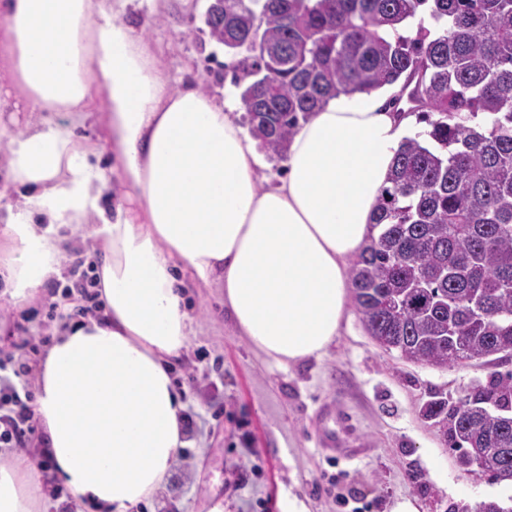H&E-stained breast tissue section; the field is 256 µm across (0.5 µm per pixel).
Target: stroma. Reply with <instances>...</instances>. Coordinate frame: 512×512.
<instances>
[{
    "mask_svg": "<svg viewBox=\"0 0 512 512\" xmlns=\"http://www.w3.org/2000/svg\"><path fill=\"white\" fill-rule=\"evenodd\" d=\"M209 0H125L132 25L155 66L175 89L194 84L216 102H237L234 58L205 24ZM99 242L75 237L60 260V276L21 309L0 307V356L38 366L64 327L49 318L52 303L71 285L70 263L98 264ZM182 289L191 333L173 366L187 413L198 425L177 456L166 485L131 512H392L401 498L419 512H474L483 501L512 506V482L461 468L442 428L424 418L434 396L463 401L491 373L512 374V356L493 362L435 367L386 352L349 309L326 354L280 365L257 352L224 316L219 289ZM32 348H21L23 338ZM203 362L195 379L183 367ZM332 430L359 455L344 460L323 451L319 434Z\"/></svg>",
    "mask_w": 512,
    "mask_h": 512,
    "instance_id": "stroma-1",
    "label": "stroma"
}]
</instances>
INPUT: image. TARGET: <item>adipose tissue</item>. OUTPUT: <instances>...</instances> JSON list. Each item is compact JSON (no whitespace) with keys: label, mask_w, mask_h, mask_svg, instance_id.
Returning <instances> with one entry per match:
<instances>
[{"label":"adipose tissue","mask_w":512,"mask_h":512,"mask_svg":"<svg viewBox=\"0 0 512 512\" xmlns=\"http://www.w3.org/2000/svg\"><path fill=\"white\" fill-rule=\"evenodd\" d=\"M399 90L341 94L313 113L285 176L263 189L232 104L171 90L112 0H0V138L19 195L0 219V302L24 307L58 276L73 236L103 248V315L54 338L35 399L55 477L95 512H130L157 493L185 445L168 369L189 336L182 277L221 288L226 315L267 357L326 353L349 307L347 262L414 123L387 105ZM99 96L123 188L112 207L75 133ZM21 112L36 120L20 132ZM40 479L28 456L0 462V512H38Z\"/></svg>","instance_id":"1"}]
</instances>
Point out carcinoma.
<instances>
[{"mask_svg": "<svg viewBox=\"0 0 512 512\" xmlns=\"http://www.w3.org/2000/svg\"><path fill=\"white\" fill-rule=\"evenodd\" d=\"M266 13L263 28L255 15ZM430 20L431 27L424 26ZM418 21L417 35L400 29ZM211 39L238 52L256 42L233 80L249 132L286 158L294 130L340 93L402 83L393 111L427 129L406 138L379 196L377 235L350 279L360 319L385 351L436 367L512 354V0H224ZM418 104L403 109L409 94ZM486 114L490 128L476 129ZM512 375L492 378L441 419L458 460L478 453L484 472H512Z\"/></svg>", "mask_w": 512, "mask_h": 512, "instance_id": "1", "label": "carcinoma"}]
</instances>
